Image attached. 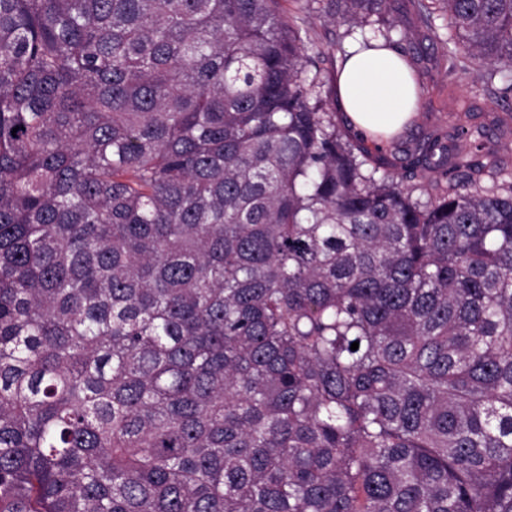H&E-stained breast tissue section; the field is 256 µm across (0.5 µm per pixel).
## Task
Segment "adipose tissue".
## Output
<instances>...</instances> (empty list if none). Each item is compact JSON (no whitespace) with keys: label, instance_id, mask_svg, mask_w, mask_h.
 Segmentation results:
<instances>
[{"label":"adipose tissue","instance_id":"ef3b65f1","mask_svg":"<svg viewBox=\"0 0 512 512\" xmlns=\"http://www.w3.org/2000/svg\"><path fill=\"white\" fill-rule=\"evenodd\" d=\"M347 53L336 74L339 108L364 136L395 133L411 118L418 100L405 59L393 48L364 50L356 42Z\"/></svg>","mask_w":512,"mask_h":512}]
</instances>
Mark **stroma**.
Returning a JSON list of instances; mask_svg holds the SVG:
<instances>
[{
	"mask_svg": "<svg viewBox=\"0 0 512 512\" xmlns=\"http://www.w3.org/2000/svg\"><path fill=\"white\" fill-rule=\"evenodd\" d=\"M422 2H388V16L405 37V59L419 91L417 110L399 132L402 145L410 147L425 136L439 133L449 149H457L462 141L456 128L462 123L483 128L486 151L512 162V133L498 123L506 111H512V98L500 95L505 77H489L486 68L463 58L449 61L445 43L448 18L434 4L430 23H423ZM283 7L294 18L307 47V59L315 62L321 78L332 79L352 41L347 24L330 20L324 10L306 6L304 0H283Z\"/></svg>",
	"mask_w": 512,
	"mask_h": 512,
	"instance_id": "35a3bbf8",
	"label": "stroma"
}]
</instances>
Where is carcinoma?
Instances as JSON below:
<instances>
[{
    "instance_id": "1",
    "label": "carcinoma",
    "mask_w": 512,
    "mask_h": 512,
    "mask_svg": "<svg viewBox=\"0 0 512 512\" xmlns=\"http://www.w3.org/2000/svg\"><path fill=\"white\" fill-rule=\"evenodd\" d=\"M326 104L280 0H0V512H512V168Z\"/></svg>"
}]
</instances>
